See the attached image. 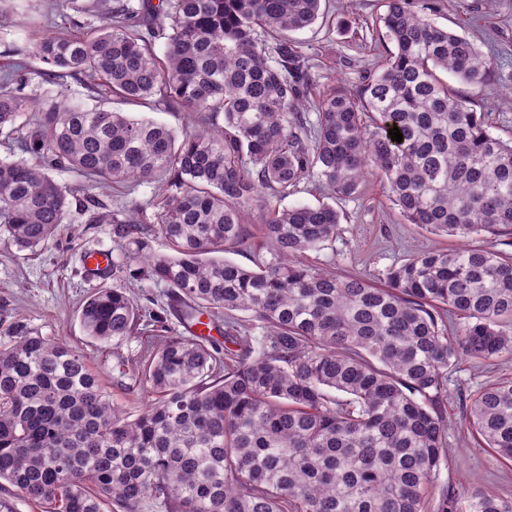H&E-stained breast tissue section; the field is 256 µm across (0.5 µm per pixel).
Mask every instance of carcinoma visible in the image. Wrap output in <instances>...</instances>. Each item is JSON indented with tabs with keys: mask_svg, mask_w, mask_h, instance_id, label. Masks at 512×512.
<instances>
[{
	"mask_svg": "<svg viewBox=\"0 0 512 512\" xmlns=\"http://www.w3.org/2000/svg\"><path fill=\"white\" fill-rule=\"evenodd\" d=\"M64 2L88 33L36 44L47 81L81 76L103 101L178 104L198 127L179 139L76 96L43 102L24 93L25 65L0 71V130L23 153L0 158V234L19 248L45 245L74 206L87 224L106 220L51 170L94 186L161 183L155 223L112 215V286L80 314L92 339L148 337L134 373L155 398L126 416L83 355L14 324L0 336V480L45 512H512L511 500L437 489L448 369L461 354L512 356L511 254L429 248L382 286L337 276L306 260L340 230L322 202L269 205L270 248L254 268L216 256L244 242L260 199L302 183L350 199L370 171L408 224L511 240L512 140L440 77L480 90L488 56L416 0H383L395 51L357 89L324 87L310 114L315 65L288 33L314 24L322 0ZM157 234L173 253L154 250ZM132 280L169 288L186 327L222 321L235 348L171 333L128 295ZM465 411L481 447L512 463V379L481 387Z\"/></svg>",
	"mask_w": 512,
	"mask_h": 512,
	"instance_id": "cac0c4a2",
	"label": "carcinoma"
}]
</instances>
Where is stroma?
<instances>
[{"label":"stroma","instance_id":"stroma-1","mask_svg":"<svg viewBox=\"0 0 512 512\" xmlns=\"http://www.w3.org/2000/svg\"><path fill=\"white\" fill-rule=\"evenodd\" d=\"M14 27L0 34V65L21 61L33 78L28 95L43 97L48 87L40 77L42 65L35 56L37 40L47 29L40 22L44 0H19ZM436 23L467 36L494 60L487 86L480 91L460 86L475 112L484 113L494 135L512 138V0H430ZM324 16L312 27L291 33V40L311 56L323 83L338 81L356 88L363 72L380 66L392 45L382 37L377 17L381 0H324ZM112 109L134 118L163 123L175 134L190 128L192 116L181 108L155 109L145 104L112 101ZM156 187L152 184L106 185L96 197L108 212L143 210L154 215ZM341 215L336 237L310 253L312 264L336 275H359L383 284L387 270L419 249L432 246L480 245L499 249L491 238L441 237L404 223L379 178L366 179L357 197L339 200ZM108 224L85 223L71 214L55 237L37 252L21 251L0 236V335L22 322L43 336L65 343L84 355L98 375L104 391L124 411L136 414L150 403L148 390L134 385L124 370L141 352L138 339L120 347L86 336L80 312L83 302L102 284L83 258L90 252H113ZM448 384V455L438 484L462 497L494 495L512 500V465L500 463L477 448L466 429L464 405L481 386L512 377V359L487 363L459 356Z\"/></svg>","mask_w":512,"mask_h":512}]
</instances>
